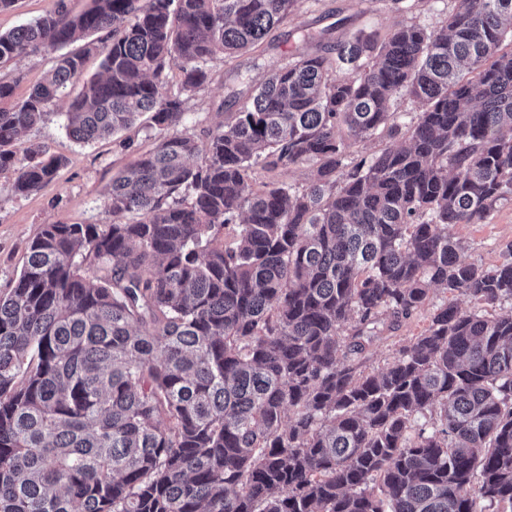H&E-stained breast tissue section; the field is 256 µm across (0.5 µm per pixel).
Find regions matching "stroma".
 <instances>
[{
	"mask_svg": "<svg viewBox=\"0 0 512 512\" xmlns=\"http://www.w3.org/2000/svg\"><path fill=\"white\" fill-rule=\"evenodd\" d=\"M452 7V0H422L412 11L400 12L392 0H297L288 20L259 46L236 58L212 62L211 83L189 102L186 131L204 138L207 130L248 104L256 84L289 59L327 50L360 29L384 36L406 24L437 28ZM51 65L50 54H31L0 68V80L13 84L14 98L19 101ZM65 109V103H58L55 112L23 136L24 142L41 144L49 154L64 159L54 182L37 194L15 197L8 193L10 172L0 173L1 293L15 284L29 245L44 225L110 222L106 190L113 173L159 141L157 131L148 129L147 119L142 118L126 132L132 141L130 148H122L109 138L90 145L77 143L63 128L61 113ZM448 231L461 241L463 260L487 267L499 264L512 244V201L497 205L484 223L453 224ZM428 324L429 312L424 309L399 327L381 331L366 347L368 370H381L396 349L408 344Z\"/></svg>",
	"mask_w": 512,
	"mask_h": 512,
	"instance_id": "stroma-1",
	"label": "stroma"
}]
</instances>
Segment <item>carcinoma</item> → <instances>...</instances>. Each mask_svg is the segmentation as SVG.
Masks as SVG:
<instances>
[{
    "instance_id": "carcinoma-1",
    "label": "carcinoma",
    "mask_w": 512,
    "mask_h": 512,
    "mask_svg": "<svg viewBox=\"0 0 512 512\" xmlns=\"http://www.w3.org/2000/svg\"><path fill=\"white\" fill-rule=\"evenodd\" d=\"M453 2L273 70L203 140L178 126L210 63L295 0H57L0 33V66L55 53L0 106L11 195L63 166L20 136L64 96L79 143L161 131L112 175V222L44 225L0 293V512H512V313L488 312L512 247L485 267L448 234L512 198V0ZM383 133L400 145L348 161ZM299 164L307 186L254 187ZM435 289L483 309L434 307L367 372L370 332Z\"/></svg>"
}]
</instances>
